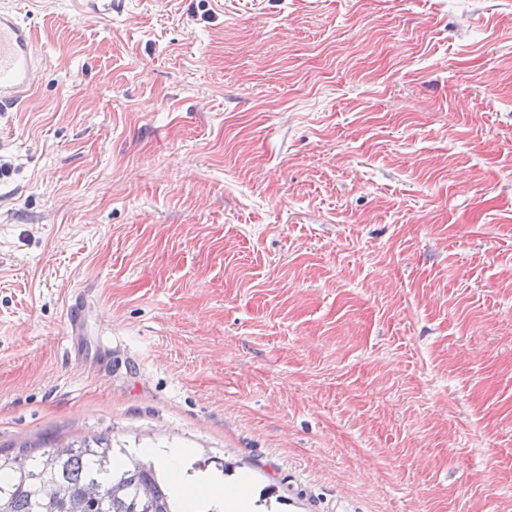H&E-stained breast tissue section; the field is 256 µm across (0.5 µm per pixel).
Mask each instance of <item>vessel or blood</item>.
Masks as SVG:
<instances>
[{
    "label": "vessel or blood",
    "mask_w": 512,
    "mask_h": 512,
    "mask_svg": "<svg viewBox=\"0 0 512 512\" xmlns=\"http://www.w3.org/2000/svg\"><path fill=\"white\" fill-rule=\"evenodd\" d=\"M41 64L30 27L0 9V112L24 100Z\"/></svg>",
    "instance_id": "vessel-or-blood-1"
}]
</instances>
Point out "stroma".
Returning a JSON list of instances; mask_svg holds the SVG:
<instances>
[{
	"instance_id": "stroma-1",
	"label": "stroma",
	"mask_w": 512,
	"mask_h": 512,
	"mask_svg": "<svg viewBox=\"0 0 512 512\" xmlns=\"http://www.w3.org/2000/svg\"><path fill=\"white\" fill-rule=\"evenodd\" d=\"M88 2L0 0V446L512 512V0ZM30 27L0 7V112L14 108L29 93L42 60Z\"/></svg>"
}]
</instances>
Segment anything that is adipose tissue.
<instances>
[{"label":"adipose tissue","mask_w":512,"mask_h":512,"mask_svg":"<svg viewBox=\"0 0 512 512\" xmlns=\"http://www.w3.org/2000/svg\"><path fill=\"white\" fill-rule=\"evenodd\" d=\"M154 456L171 472L179 491H199L221 502L224 512H255L254 501L239 487H225L223 480L215 477H202L194 482H186L182 477V467L188 455L184 448H157Z\"/></svg>","instance_id":"obj_1"}]
</instances>
